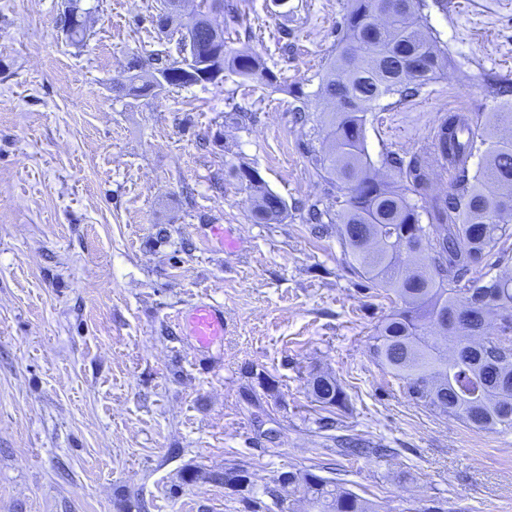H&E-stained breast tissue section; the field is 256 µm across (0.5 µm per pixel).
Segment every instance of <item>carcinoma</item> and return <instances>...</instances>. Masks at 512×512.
<instances>
[{"instance_id":"cac0c4a2","label":"carcinoma","mask_w":512,"mask_h":512,"mask_svg":"<svg viewBox=\"0 0 512 512\" xmlns=\"http://www.w3.org/2000/svg\"><path fill=\"white\" fill-rule=\"evenodd\" d=\"M390 2L348 0L344 10L320 88L334 105L322 128L327 151L308 148L315 173L337 193L326 204H310L304 220L336 225L352 271L377 296L390 300L392 310L378 325L369 352L403 382L407 397L476 430H511L512 360L500 361L496 350L512 344V275L491 276L489 269L512 259V105H502L512 87L486 80L491 111L450 112L440 118L430 146L407 159L384 153L382 167L395 172L406 188L384 179L367 150V112L419 95L448 64V51L427 24V0H400L392 18L386 16ZM199 5L202 10L182 38V44L193 47L191 57L152 69L133 60L134 73L120 90L141 97L161 87L159 73L166 86L182 87L194 84L196 73H208L212 81L228 70L291 94L295 121L306 123L303 92L292 89L288 77L275 73L260 54L228 47L224 28L210 23L213 12L238 23V5L224 0H200ZM74 10L68 35L82 43L86 20L79 6ZM393 96L396 101L383 103ZM476 156L483 161L473 172L470 161ZM436 171L449 176L444 195L431 193L430 175ZM235 177L255 193L257 223L283 219L285 201L264 186L256 170L240 167ZM494 320L499 321L498 338L486 340ZM310 387L323 408L349 410V396L335 377L317 374ZM473 410L480 414L476 422ZM385 452L360 439L345 440L337 449L357 458ZM276 482L299 495L309 512H373L369 500L310 469L281 473Z\"/></svg>"}]
</instances>
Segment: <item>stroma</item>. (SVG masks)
Segmentation results:
<instances>
[{
	"instance_id": "35a3bbf8",
	"label": "stroma",
	"mask_w": 512,
	"mask_h": 512,
	"mask_svg": "<svg viewBox=\"0 0 512 512\" xmlns=\"http://www.w3.org/2000/svg\"><path fill=\"white\" fill-rule=\"evenodd\" d=\"M346 0H238L235 47L301 88L251 83L245 127L226 121L242 80L119 91L133 57L179 59L162 0H81L71 44L61 0H0V512H243L218 475L248 470L268 512L279 473L319 466L377 512H512V430L478 431L407 398L369 354L390 310L354 274L335 228L305 223L326 185L303 143ZM428 22L451 64L396 108L367 115L372 161L430 143L448 112L485 109L487 75L512 85V0H448ZM256 169L288 216L254 223L235 168ZM221 224L237 250L208 246ZM224 308L198 351L180 316ZM342 383L336 437L382 443L337 455L310 380ZM275 381L268 396L260 377ZM257 397L259 406L249 404Z\"/></svg>"
}]
</instances>
